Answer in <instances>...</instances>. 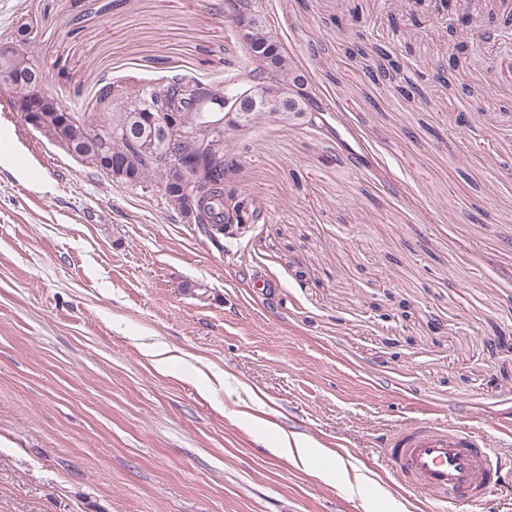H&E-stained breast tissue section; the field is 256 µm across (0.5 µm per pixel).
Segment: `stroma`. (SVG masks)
Here are the masks:
<instances>
[{
    "instance_id": "obj_1",
    "label": "stroma",
    "mask_w": 512,
    "mask_h": 512,
    "mask_svg": "<svg viewBox=\"0 0 512 512\" xmlns=\"http://www.w3.org/2000/svg\"><path fill=\"white\" fill-rule=\"evenodd\" d=\"M223 3L0 0V40L29 22L62 107L103 127L138 88L245 69ZM500 4L254 0L323 110L226 125L255 216L214 240L0 89V512H438L385 435L464 421L512 455ZM394 61L413 97L372 80ZM292 434L323 455H279Z\"/></svg>"
}]
</instances>
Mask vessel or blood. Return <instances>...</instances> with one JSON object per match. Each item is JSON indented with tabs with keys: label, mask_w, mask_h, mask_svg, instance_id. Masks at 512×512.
<instances>
[{
	"label": "vessel or blood",
	"mask_w": 512,
	"mask_h": 512,
	"mask_svg": "<svg viewBox=\"0 0 512 512\" xmlns=\"http://www.w3.org/2000/svg\"><path fill=\"white\" fill-rule=\"evenodd\" d=\"M383 455L405 486L445 503L482 500L503 465L486 431L436 421L399 428L385 437Z\"/></svg>",
	"instance_id": "1"
}]
</instances>
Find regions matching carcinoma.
Segmentation results:
<instances>
[{"label": "carcinoma", "mask_w": 512, "mask_h": 512, "mask_svg": "<svg viewBox=\"0 0 512 512\" xmlns=\"http://www.w3.org/2000/svg\"><path fill=\"white\" fill-rule=\"evenodd\" d=\"M239 22L247 26L245 45L254 67L225 81L224 90L237 91L242 87L244 77L262 70H270L277 74L278 85L272 86L261 82L254 84L257 105L246 112L233 113L232 122H249L254 115L261 112H304L305 103L295 102L282 92V89L295 80L299 72L298 66L288 57L281 43L270 35L258 20L251 16H241ZM185 86L198 90L199 97L186 105V110L181 113L182 160L178 164H160L149 159L139 162L128 160V155L134 153L137 146H145L156 152L162 149L160 136L152 129V113L143 111L141 104L133 105L128 102L124 108L113 113L108 128L97 133L96 142L88 137L92 129L91 120L75 112L40 113L38 119L41 133L49 139H67L71 146L68 154L103 169V172L116 182L136 187L155 180L163 185L169 206L182 214H188L195 209L199 211L198 223L211 224L221 231L223 225L216 220V211L224 209L225 199L234 201L233 209L238 217L246 207L242 206L234 189L225 188V176L235 163L224 160V125L221 124L224 113L211 111L209 104L206 103L208 86L195 80L174 77L162 87L137 91L135 97L144 101H152L161 95L173 99ZM126 122L129 123V141L113 136L114 130ZM209 123L215 124L213 138L216 139L219 156L200 169V145L196 132L199 127ZM189 181L198 186L200 197L195 203L182 193L183 185Z\"/></svg>", "instance_id": "obj_1"}]
</instances>
